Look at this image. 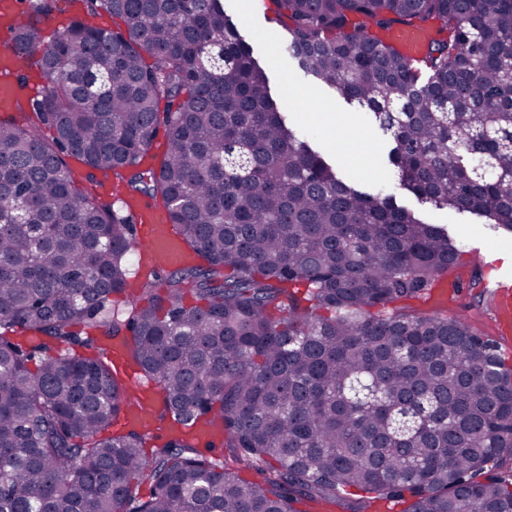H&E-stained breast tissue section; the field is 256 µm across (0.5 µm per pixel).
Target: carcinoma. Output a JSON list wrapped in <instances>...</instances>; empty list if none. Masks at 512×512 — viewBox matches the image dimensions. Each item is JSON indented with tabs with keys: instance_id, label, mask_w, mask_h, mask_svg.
<instances>
[{
	"instance_id": "obj_1",
	"label": "carcinoma",
	"mask_w": 512,
	"mask_h": 512,
	"mask_svg": "<svg viewBox=\"0 0 512 512\" xmlns=\"http://www.w3.org/2000/svg\"><path fill=\"white\" fill-rule=\"evenodd\" d=\"M26 2L9 48L45 85L0 120V512H512V366L407 310L462 244L312 148L224 0H65L47 43L58 0ZM270 2L283 56L390 136L399 188L512 231V0ZM398 26L432 32L420 60L380 38ZM125 197L160 203L189 255L140 262L134 298ZM116 338L163 442L112 431L137 400ZM60 9L55 11L51 16L47 17L41 27L45 41L51 38L62 28L71 22V11L64 2H60Z\"/></svg>"
}]
</instances>
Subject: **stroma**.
I'll return each instance as SVG.
<instances>
[{"mask_svg": "<svg viewBox=\"0 0 512 512\" xmlns=\"http://www.w3.org/2000/svg\"><path fill=\"white\" fill-rule=\"evenodd\" d=\"M224 10L267 70L280 111L311 132L317 151L362 189L393 178L381 131L366 121L353 126L351 108L333 92L301 77L292 64L281 58L279 48L285 30L270 0H224ZM326 115L336 119L335 134H328L324 128L322 118ZM398 200L425 220L447 227L451 235L464 238L465 277L452 293V308L476 334L493 339L504 355L512 357V335L496 331L491 297L480 296L471 285L473 277L482 275L488 263L505 260L512 253V232L490 228L475 217L435 209L404 191Z\"/></svg>", "mask_w": 512, "mask_h": 512, "instance_id": "1", "label": "stroma"}]
</instances>
